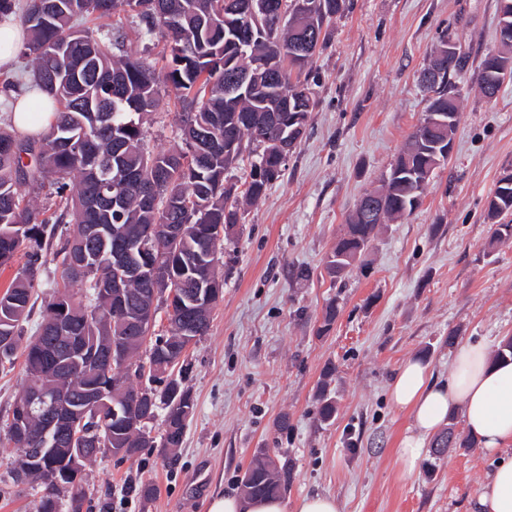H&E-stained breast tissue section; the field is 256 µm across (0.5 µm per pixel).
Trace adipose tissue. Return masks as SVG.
<instances>
[{
    "label": "adipose tissue",
    "instance_id": "1",
    "mask_svg": "<svg viewBox=\"0 0 512 512\" xmlns=\"http://www.w3.org/2000/svg\"><path fill=\"white\" fill-rule=\"evenodd\" d=\"M53 103L39 90L17 96L11 124L21 133L44 131ZM390 401L410 416L398 455L414 470L426 440L460 416L466 433L500 458L471 501V512H512V361L495 358L485 345L464 342L451 354L447 380L428 363L408 359L388 389Z\"/></svg>",
    "mask_w": 512,
    "mask_h": 512
}]
</instances>
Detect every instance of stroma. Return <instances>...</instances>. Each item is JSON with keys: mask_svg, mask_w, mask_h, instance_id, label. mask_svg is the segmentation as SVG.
<instances>
[{"mask_svg": "<svg viewBox=\"0 0 512 512\" xmlns=\"http://www.w3.org/2000/svg\"><path fill=\"white\" fill-rule=\"evenodd\" d=\"M308 69L316 106L282 176L245 210L225 249L223 295L206 336L187 350L183 378L196 403L176 457L100 456L83 473L89 512H206L216 490L236 493L259 449L291 464L288 504L335 496L340 512H468L494 453L449 450L435 468L406 471L397 448L408 415L387 389L417 356L448 375L449 339L498 349L512 336V239L490 245L486 207L512 170V80L495 98L479 66L498 51L499 0H350ZM466 60L455 77L459 121L447 162L409 216L383 226L362 262L331 287L323 262L357 200L377 187L426 110L419 73L441 38ZM172 90L145 123V146L178 143ZM309 269L295 281L294 269ZM337 298L331 331L317 336ZM336 417L318 419L317 386ZM288 414L291 425L277 419ZM19 450L0 435V512H36V484H14ZM152 482L143 500L135 487ZM334 368L329 367L323 373V382L319 389L318 394V402H319V420L321 422H329L336 415V401L334 397L331 396V393L326 390L327 379L332 376Z\"/></svg>", "mask_w": 512, "mask_h": 512, "instance_id": "obj_1", "label": "stroma"}]
</instances>
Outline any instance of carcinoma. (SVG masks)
Wrapping results in <instances>:
<instances>
[{
	"label": "carcinoma",
	"mask_w": 512,
	"mask_h": 512,
	"mask_svg": "<svg viewBox=\"0 0 512 512\" xmlns=\"http://www.w3.org/2000/svg\"><path fill=\"white\" fill-rule=\"evenodd\" d=\"M248 0H0V19L18 14L27 38L20 54L32 63L30 80L55 104L49 126L32 136L0 129V267L24 260L7 289L0 293V372L14 369L23 357L26 381L16 404L27 402L36 383L50 395L66 391L68 403L82 408L85 391L105 392L102 414L84 416L85 437L94 439L101 419H106L104 441L88 448L86 463L114 448L122 458L135 459L148 447L152 431L127 426L123 402L141 386L156 401L168 387L157 383L172 378L179 391L162 408L161 454L181 447L195 401L181 375L174 374L185 357L189 339L199 340L208 331L217 301L206 303L209 289L224 284L217 264L224 244L231 241L239 224L240 207L253 206L273 182L248 173L237 184L228 173L244 160V154L274 149L280 130L274 126L284 105L310 113L314 107L309 79L292 80L302 72L317 50L324 46L330 22L349 9L350 0H307L318 5L320 24L309 35L304 60L294 57L298 33L283 28L272 40L243 43L249 29ZM129 7L138 19L140 33L164 43L169 57L163 65L144 57L115 54L123 44L120 29L95 31L78 21L108 17L118 6ZM238 56L243 64L255 59L273 61L256 72L244 88L224 91V57ZM463 67L462 57L449 60L444 78L431 89L430 112L451 113L450 123L436 126L428 138L409 137L382 184L364 193L378 206L380 217L365 223L351 213L327 255L324 269L331 281L344 278L365 254L383 224L411 214L421 203L424 186L415 174L436 169L447 161L443 142L453 137L459 115L457 94L445 80ZM512 79V43L501 44L496 55L481 63L480 90L496 95L501 77ZM176 91L184 112L180 115L181 143L168 150L148 152L143 145L145 115L162 103L161 88ZM267 136L263 143L256 133ZM236 141L226 150V139ZM37 184L51 190L53 212L42 219L26 200V187ZM512 215V195L496 187L487 218L492 232L489 245L512 238V224L501 220ZM61 224L72 230L57 233ZM185 226L183 237L160 255L172 265L178 278L175 287L157 300L153 313L165 311L169 332L146 341L140 323L152 302L154 283L144 278L128 285L126 323L115 319L112 296L103 288L118 271L112 268V251L126 248L139 264H147L139 245L151 227ZM61 268L63 285H54L44 298L42 320L34 333L21 342L33 308L32 298L47 268ZM336 300L326 306L317 335H327L337 317ZM71 337L83 355L68 374L53 370L51 356L69 353ZM123 341L129 362L104 364L109 338ZM164 346H159L160 342ZM334 368L323 373L319 394V420L331 421L336 401L326 390ZM20 449L14 460V481H33L41 488L37 512H53L52 498L69 496L84 507L87 492L82 481L59 490L41 476L24 469L35 456L37 445L14 442ZM473 441L453 428L432 443L433 459L439 461L450 448H470ZM290 472L279 466L267 451L259 450L240 480L247 499L280 498L287 492Z\"/></svg>",
	"instance_id": "cac0c4a2"
}]
</instances>
